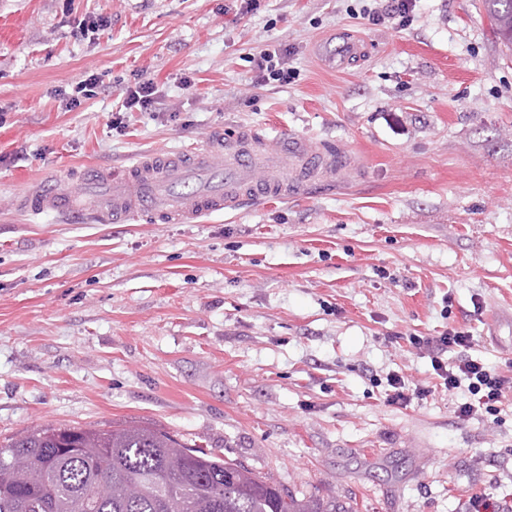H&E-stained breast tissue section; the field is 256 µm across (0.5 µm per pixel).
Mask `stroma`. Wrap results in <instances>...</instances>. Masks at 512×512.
Wrapping results in <instances>:
<instances>
[{
    "label": "stroma",
    "mask_w": 512,
    "mask_h": 512,
    "mask_svg": "<svg viewBox=\"0 0 512 512\" xmlns=\"http://www.w3.org/2000/svg\"><path fill=\"white\" fill-rule=\"evenodd\" d=\"M380 7L0 0V442L135 422L327 510L512 512V400L458 418L467 389L409 342L462 329L512 372V55L483 0H417L403 27ZM331 36L356 46L336 71ZM268 49L288 83L257 85ZM142 82L155 107L121 112ZM247 130L327 144L335 176L196 224L15 211L43 176ZM391 374L432 392L387 404Z\"/></svg>",
    "instance_id": "obj_1"
}]
</instances>
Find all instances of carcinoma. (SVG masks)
<instances>
[{"mask_svg": "<svg viewBox=\"0 0 512 512\" xmlns=\"http://www.w3.org/2000/svg\"><path fill=\"white\" fill-rule=\"evenodd\" d=\"M512 48V0H485ZM0 512H321L241 463L168 433L37 427L0 444Z\"/></svg>", "mask_w": 512, "mask_h": 512, "instance_id": "cac0c4a2", "label": "carcinoma"}]
</instances>
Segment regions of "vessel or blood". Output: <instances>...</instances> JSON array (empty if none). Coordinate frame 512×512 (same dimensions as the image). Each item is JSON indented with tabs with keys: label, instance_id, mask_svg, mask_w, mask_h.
I'll return each instance as SVG.
<instances>
[{
	"label": "vessel or blood",
	"instance_id": "b4317fda",
	"mask_svg": "<svg viewBox=\"0 0 512 512\" xmlns=\"http://www.w3.org/2000/svg\"><path fill=\"white\" fill-rule=\"evenodd\" d=\"M353 51L349 42L318 46L334 68ZM298 169L307 179L323 178L334 173L336 156L296 136L282 138L273 151L262 136L248 132L173 154L147 153L120 170L90 166L75 185L50 174L19 194L16 208L33 216H87L99 224H195L249 202L303 193L305 181L292 176Z\"/></svg>",
	"mask_w": 512,
	"mask_h": 512
}]
</instances>
